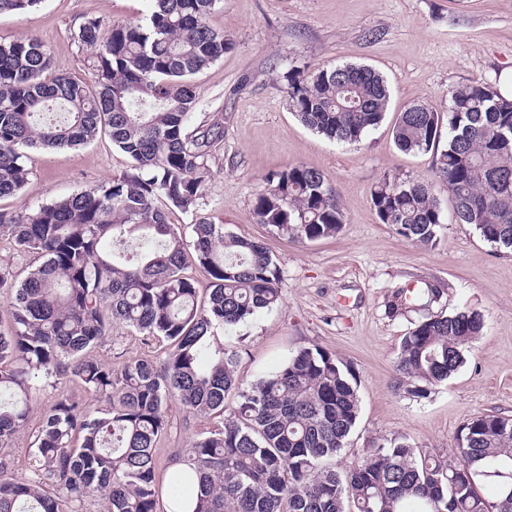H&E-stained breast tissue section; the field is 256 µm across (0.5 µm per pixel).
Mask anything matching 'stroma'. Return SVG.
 I'll return each instance as SVG.
<instances>
[{
  "instance_id": "obj_1",
  "label": "stroma",
  "mask_w": 512,
  "mask_h": 512,
  "mask_svg": "<svg viewBox=\"0 0 512 512\" xmlns=\"http://www.w3.org/2000/svg\"><path fill=\"white\" fill-rule=\"evenodd\" d=\"M151 11L152 0H40L23 16L0 15V42L37 36L53 71L90 82L94 60L77 41L80 25L89 18L142 23ZM210 23L232 48L193 76L199 107L191 124L219 125L224 137L211 150L212 177L199 213L171 209L167 215L184 229L202 216L226 232L262 240L282 271L278 306L214 338L237 353L243 384L308 347L349 364L361 409L346 448L326 462L339 470L360 464L391 438L444 457L464 422L490 413L512 416V251L487 243L471 225L455 223L443 187L435 194L446 218L433 248L380 223L371 201L382 179L432 175L433 153L396 148L393 126L400 112L423 101L447 113L451 89L476 79L498 84L501 72L512 68V0H223ZM341 63L372 67L390 89L384 120L353 145L304 126L288 109L283 81L293 68ZM24 164L26 186L0 198V211L88 191L131 168L105 134L62 151L27 149ZM295 164L320 170L335 186L344 215L336 237L291 242L257 223L254 197L264 176ZM421 279L444 290L434 313L475 310L484 315L485 328L464 366L417 400L393 388L394 361L412 323L390 314L388 304L395 288ZM160 347L116 322L95 353L117 370L129 360L158 355ZM167 412L168 429L156 448L163 474L216 424L186 414L175 400Z\"/></svg>"
}]
</instances>
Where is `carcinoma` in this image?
I'll list each match as a JSON object with an SVG mask.
<instances>
[{
	"label": "carcinoma",
	"mask_w": 512,
	"mask_h": 512,
	"mask_svg": "<svg viewBox=\"0 0 512 512\" xmlns=\"http://www.w3.org/2000/svg\"><path fill=\"white\" fill-rule=\"evenodd\" d=\"M41 0H0V14L22 15ZM146 24L104 27L88 19L77 40L96 58L88 84L55 74L44 42H0V197L28 181L25 150L69 149L106 133L131 172L96 188L17 214H0V236L42 262L19 280L0 263V293L13 321L0 330V512H79L99 497L106 512H512V418L475 417L462 425L450 458L396 438L350 469L319 467L346 447L359 414L351 367L324 349L303 348L277 371L244 388L237 355L200 360L217 330L232 328L281 300L282 271L266 244L197 219L191 241L157 205L202 206L211 147L220 127L189 130L199 101L191 77L231 48L209 18L222 0H153ZM289 109L339 144L378 126L390 93L375 70L352 63L286 76ZM447 117L422 102L394 128L404 153L434 152L430 179L380 182L371 192L379 221L423 247L439 242L444 221L434 184L444 186L459 224L512 249V100L475 80L448 92ZM447 145L439 148L442 122ZM256 222L290 241L335 236L343 224L336 189L303 164L265 178ZM153 250L135 260V236ZM212 278L200 302L189 270ZM443 291L432 283L392 292L391 310L418 315L404 336L395 387L427 398L466 362L483 316L463 309L434 315ZM119 321L168 347L115 371L91 354ZM71 377L99 402L90 411L59 393L31 436L33 477L16 478L1 455L37 411V393ZM229 419L191 444L160 482L155 449L168 427L170 398L192 416Z\"/></svg>",
	"instance_id": "cac0c4a2"
}]
</instances>
